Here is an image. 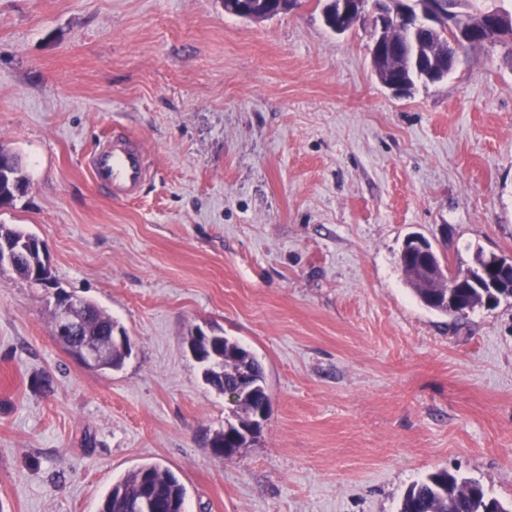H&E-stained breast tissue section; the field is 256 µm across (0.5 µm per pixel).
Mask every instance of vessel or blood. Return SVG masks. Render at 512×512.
<instances>
[{"label":"vessel or blood","instance_id":"b4317fda","mask_svg":"<svg viewBox=\"0 0 512 512\" xmlns=\"http://www.w3.org/2000/svg\"><path fill=\"white\" fill-rule=\"evenodd\" d=\"M82 163L98 191L115 200L138 196L151 175L143 142L129 132L116 129L100 139Z\"/></svg>","mask_w":512,"mask_h":512}]
</instances>
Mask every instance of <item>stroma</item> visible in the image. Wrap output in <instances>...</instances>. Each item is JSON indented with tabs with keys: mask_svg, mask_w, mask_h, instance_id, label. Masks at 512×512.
<instances>
[{
	"mask_svg": "<svg viewBox=\"0 0 512 512\" xmlns=\"http://www.w3.org/2000/svg\"><path fill=\"white\" fill-rule=\"evenodd\" d=\"M370 45L317 0L262 21L224 0H0V146L28 181L0 224L131 340L121 369L84 367L52 290L0 272V512H98L146 463L186 512H397L441 468L512 504V298L457 319L399 265L412 233L454 264L512 256V54L399 95ZM116 127L153 169L130 201L80 163ZM198 329L264 368L267 419L229 461Z\"/></svg>",
	"mask_w": 512,
	"mask_h": 512,
	"instance_id": "35a3bbf8",
	"label": "stroma"
}]
</instances>
